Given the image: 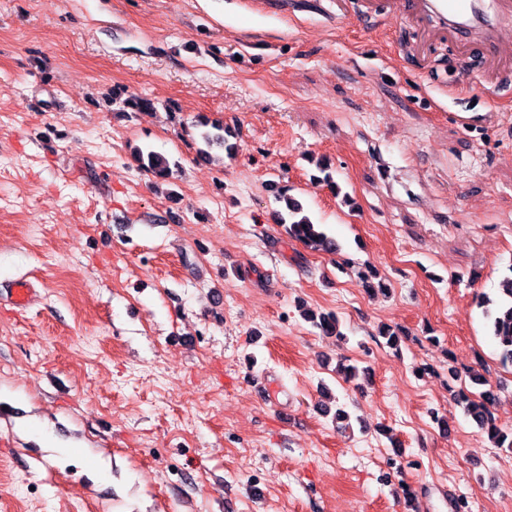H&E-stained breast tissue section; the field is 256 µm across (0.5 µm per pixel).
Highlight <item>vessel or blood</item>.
<instances>
[{"label": "vessel or blood", "mask_w": 512, "mask_h": 512, "mask_svg": "<svg viewBox=\"0 0 512 512\" xmlns=\"http://www.w3.org/2000/svg\"><path fill=\"white\" fill-rule=\"evenodd\" d=\"M403 16L416 22L423 38L445 32L467 43L486 84L512 83V36L503 24L512 17V0H403ZM35 297L33 285L24 278L13 282L8 295L17 312L33 305Z\"/></svg>", "instance_id": "1"}]
</instances>
